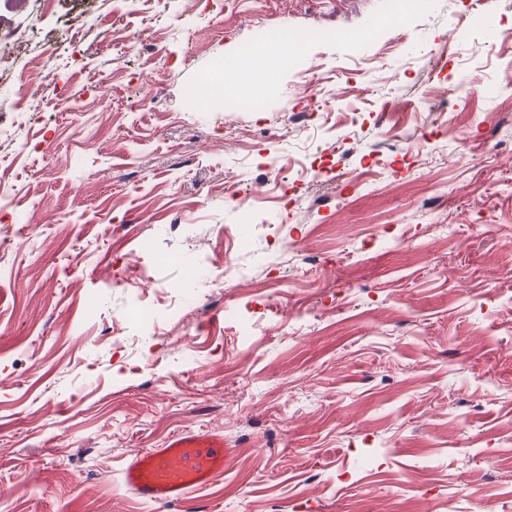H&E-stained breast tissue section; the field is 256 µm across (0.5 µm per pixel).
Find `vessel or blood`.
<instances>
[{"instance_id": "1", "label": "vessel or blood", "mask_w": 512, "mask_h": 512, "mask_svg": "<svg viewBox=\"0 0 512 512\" xmlns=\"http://www.w3.org/2000/svg\"><path fill=\"white\" fill-rule=\"evenodd\" d=\"M239 454L223 434L186 430L169 437L164 447L134 456L122 473V482L141 500L181 503L229 470Z\"/></svg>"}]
</instances>
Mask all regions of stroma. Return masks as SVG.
Here are the masks:
<instances>
[{
  "mask_svg": "<svg viewBox=\"0 0 512 512\" xmlns=\"http://www.w3.org/2000/svg\"><path fill=\"white\" fill-rule=\"evenodd\" d=\"M389 6L0 0V512H158L124 466L202 429L240 455L165 512H512V0ZM288 27L312 42L243 58ZM229 62L262 113L200 97ZM313 66L343 116L304 134ZM282 241L318 264L279 287ZM229 252L184 321L129 320Z\"/></svg>",
  "mask_w": 512,
  "mask_h": 512,
  "instance_id": "1",
  "label": "stroma"
}]
</instances>
